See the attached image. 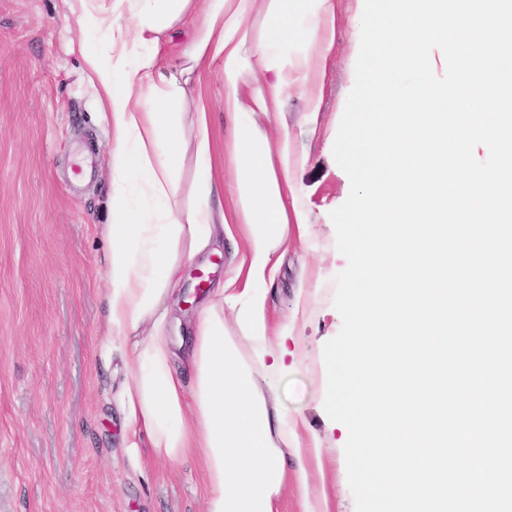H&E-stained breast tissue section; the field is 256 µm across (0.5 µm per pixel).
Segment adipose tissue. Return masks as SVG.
<instances>
[{
    "mask_svg": "<svg viewBox=\"0 0 512 512\" xmlns=\"http://www.w3.org/2000/svg\"><path fill=\"white\" fill-rule=\"evenodd\" d=\"M85 30L108 34L105 54L84 52L110 125L112 207L105 233L107 336L130 346L121 405L133 432L131 452L150 449L175 461L194 451L206 476L204 512H279L288 484L304 487L309 456L293 427L263 393L289 355V325L272 327L265 283L290 232L305 236L308 217L293 177L289 135L270 145L258 126L283 100L301 94L308 124L318 122L323 79L333 48L334 0H74ZM261 11L271 28L287 29V53L249 39L243 21ZM196 12L197 35L184 64L160 67L165 31ZM222 63L224 110L234 119L231 175L234 207L224 212V180L210 166V107L191 87ZM194 150L200 184L194 201H178L185 153ZM246 227L247 253L236 279L214 289L199 312L188 350L191 385L176 370L168 299L178 279L172 258L196 254L218 225ZM243 332L224 329L225 309ZM251 344L243 356L241 340Z\"/></svg>",
    "mask_w": 512,
    "mask_h": 512,
    "instance_id": "1",
    "label": "adipose tissue"
}]
</instances>
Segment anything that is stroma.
<instances>
[{"mask_svg":"<svg viewBox=\"0 0 512 512\" xmlns=\"http://www.w3.org/2000/svg\"><path fill=\"white\" fill-rule=\"evenodd\" d=\"M364 0H337L334 49L317 133L304 124V102L285 101L270 140L289 132L307 161L296 172L309 210L305 238L275 255L269 318L289 322V361L275 384L276 406L298 420L300 447L321 441V462L305 488L289 487L280 512L299 496L327 512H355L340 429L324 409L323 349L342 318L336 275L346 266L330 213L350 182L333 157L355 80L357 30ZM103 49L102 32L77 25L68 0H0V512H204L207 484L196 453L176 463L148 449L131 456L118 401L128 349L106 345L104 300L112 203L110 127L89 80L80 44ZM210 103L215 169L227 170L232 125L224 84L212 71ZM246 227L230 225L193 260H181L167 302L171 336L192 334L208 291L233 277ZM206 290L196 291L193 270Z\"/></svg>","mask_w":512,"mask_h":512,"instance_id":"35a3bbf8","label":"stroma"}]
</instances>
